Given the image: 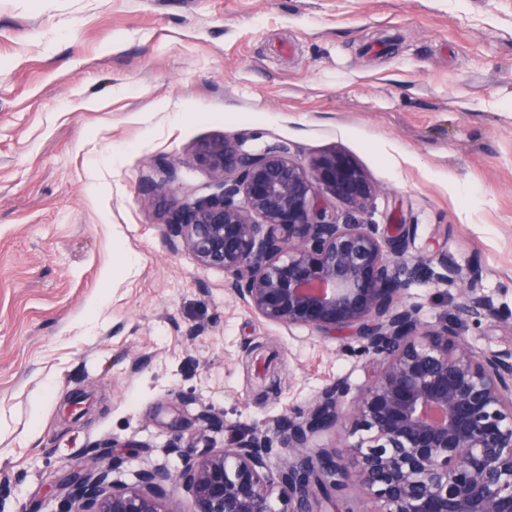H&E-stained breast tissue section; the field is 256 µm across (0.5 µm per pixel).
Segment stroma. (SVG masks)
<instances>
[{"label":"stroma","instance_id":"35a3bbf8","mask_svg":"<svg viewBox=\"0 0 512 512\" xmlns=\"http://www.w3.org/2000/svg\"><path fill=\"white\" fill-rule=\"evenodd\" d=\"M219 135L349 155L366 220L413 227L422 320L512 347V0H0V512H61L93 448L132 484L365 380L349 332L265 322L167 224ZM449 282L457 288L458 295L462 299V311L466 316L478 323L492 318L509 319L495 307L488 296L475 287V280L472 276L457 270L456 277Z\"/></svg>","mask_w":512,"mask_h":512}]
</instances>
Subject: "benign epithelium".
Here are the masks:
<instances>
[{
    "instance_id": "7a95c632",
    "label": "benign epithelium",
    "mask_w": 512,
    "mask_h": 512,
    "mask_svg": "<svg viewBox=\"0 0 512 512\" xmlns=\"http://www.w3.org/2000/svg\"><path fill=\"white\" fill-rule=\"evenodd\" d=\"M195 159L223 181L168 211L183 247L223 269L225 287L266 322L354 333L370 371L354 390L343 380L323 388L301 418L283 415L224 448H178L180 468H143L131 486L94 450L63 480L66 512H316L318 498L338 493L341 512H512V348L477 351L404 300L411 226L358 219L375 187L357 164L336 150L251 153L224 135ZM328 195L348 206L344 220ZM450 284L466 316L505 319L472 276L458 270ZM329 429L333 444L311 446ZM168 485L186 491V507L165 501ZM367 494L380 509L364 507Z\"/></svg>"
}]
</instances>
